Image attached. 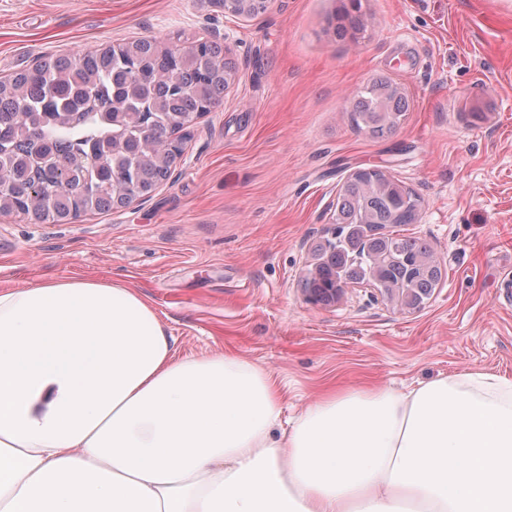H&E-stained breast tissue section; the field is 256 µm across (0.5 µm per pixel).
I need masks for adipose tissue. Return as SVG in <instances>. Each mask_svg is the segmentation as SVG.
<instances>
[{
    "label": "adipose tissue",
    "instance_id": "adipose-tissue-1",
    "mask_svg": "<svg viewBox=\"0 0 512 512\" xmlns=\"http://www.w3.org/2000/svg\"><path fill=\"white\" fill-rule=\"evenodd\" d=\"M280 392L175 359L143 297L0 293V512H512V380L332 391L276 434Z\"/></svg>",
    "mask_w": 512,
    "mask_h": 512
}]
</instances>
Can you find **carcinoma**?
<instances>
[{
    "label": "carcinoma",
    "mask_w": 512,
    "mask_h": 512,
    "mask_svg": "<svg viewBox=\"0 0 512 512\" xmlns=\"http://www.w3.org/2000/svg\"><path fill=\"white\" fill-rule=\"evenodd\" d=\"M264 0H237L232 14L250 16ZM236 72L224 48L195 40L165 45L135 38L81 55L60 54L0 78V213L67 224L82 213L110 212L150 196L167 181L173 150L196 118L218 106ZM407 108L388 80L364 87L351 123L373 137L392 132ZM418 198L375 171L346 178L338 190L336 238L317 244L318 292L333 280L380 281L409 288L416 307L433 295L443 269L425 261L428 243L393 235L415 220Z\"/></svg>",
    "instance_id": "cac0c4a2"
}]
</instances>
